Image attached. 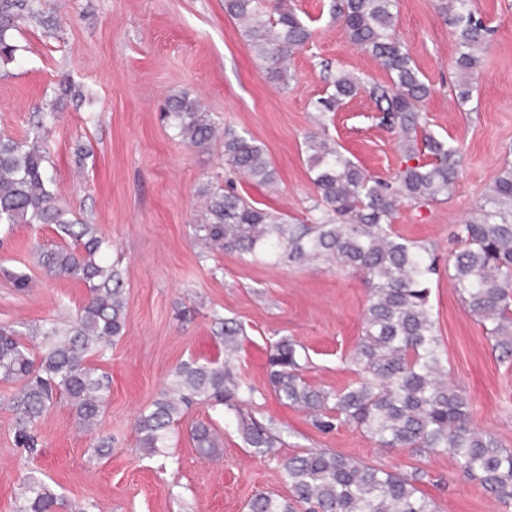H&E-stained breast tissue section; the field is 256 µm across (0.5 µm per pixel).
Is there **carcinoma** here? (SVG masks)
I'll return each instance as SVG.
<instances>
[{
  "instance_id": "1",
  "label": "carcinoma",
  "mask_w": 512,
  "mask_h": 512,
  "mask_svg": "<svg viewBox=\"0 0 512 512\" xmlns=\"http://www.w3.org/2000/svg\"><path fill=\"white\" fill-rule=\"evenodd\" d=\"M39 0H0V66L17 60L15 32L41 17ZM456 41L459 79L456 97L470 101L477 52L490 44L492 30L473 8V0H439ZM397 0H331L329 13L342 23L351 43L380 61L387 84L366 83L339 68L333 92L318 100L317 111H336L361 92L374 101L380 123L397 134L400 165L389 179L369 178L360 166L330 144L326 128L304 139L309 171L316 189L313 224H290L280 213L253 205L234 187L203 192L204 222L200 240L211 249L275 256L289 262L318 258L361 272L369 284L363 334L349 357L356 378L332 392L310 385L302 375L297 344L281 340L268 356L269 382L285 405L313 415V425L329 432L345 424L364 430L381 448L410 449L420 454L446 452L478 481L503 509L512 508V450L494 435L472 426L469 400L445 381L439 339L431 314L430 285L439 275L432 251L393 230L399 206L427 204L449 197L461 165L459 147L426 131L418 105L430 87L421 79L409 49L395 35ZM224 12L239 20L243 34L261 62L265 78L286 82L284 63L312 37L293 9L268 7L267 0H224ZM163 120L187 145L207 148L221 136L224 161L234 172L272 185L276 172L266 150L253 137L220 128L212 113L186 93L168 97ZM47 118L31 140L0 136V224H53L64 243L38 253L48 276L83 282L87 301L67 325L34 326L40 355L9 328H0V381L17 383L8 399L16 414L15 442L36 445L34 427L57 400H65L82 423L96 420L109 394L108 376L87 363L122 337L125 287L120 270L106 262L104 239L92 224L68 217L51 189ZM460 250L448 258V277L467 310L483 325L503 356H512V163H505L491 194L474 217L459 225ZM241 330L221 322L224 351L239 350ZM241 381L216 363H184L166 388L136 420L142 448L159 454L167 447L170 427L183 406L194 401L223 405L237 417L247 445L266 455L278 442L271 429L243 412ZM195 448L209 455L217 448L213 428L197 423ZM290 496L259 494L248 512H435L417 483L407 476L362 464L328 449H313L282 462ZM18 512H56L65 506L43 480L31 477Z\"/></svg>"
}]
</instances>
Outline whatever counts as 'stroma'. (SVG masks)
Segmentation results:
<instances>
[{
	"label": "stroma",
	"instance_id": "1",
	"mask_svg": "<svg viewBox=\"0 0 512 512\" xmlns=\"http://www.w3.org/2000/svg\"><path fill=\"white\" fill-rule=\"evenodd\" d=\"M283 2L313 31L289 60L284 89L265 79L224 0H40L49 25L30 21L17 32L18 60L0 67V135L24 139L38 115L54 113L53 190L106 241V257L125 281L126 315L123 336L88 357L112 379L98 426L79 425L60 401L37 424L38 447H18L6 404L16 386L0 382V512H17L32 476L87 512H247L256 494L288 495L281 459L320 448L403 474L424 470L420 488L435 512H499L448 454L391 452L348 425L321 432L307 411L282 404L270 389L269 350L282 339L297 344L309 384L334 391L354 379L348 356L369 303L362 274L327 259L255 260L203 254L196 246L199 191L210 181H232L258 207L308 223L316 190L303 139L318 128L371 176L391 177L399 165L396 136L380 124L367 94L334 113L315 110L317 99L332 92L337 69L380 83L389 79L385 69L350 42L329 14L330 0ZM475 7L495 34L473 75V98L461 105L456 45L438 0H398L395 32L430 86L421 105L428 129L461 147L463 165L448 200L402 205L394 228L438 258L430 304L448 384L468 395L473 426L512 449V357L495 350L447 274L458 225L512 161V0H475ZM65 81L81 87L82 100L59 98ZM182 92L201 97L224 124L260 142L275 184L235 174L221 144L195 149L165 127L159 108ZM60 242L51 224L0 229V325L24 332L75 316L87 298L84 283L46 276L34 256L36 246ZM14 271L29 276L28 288L14 287ZM224 320L244 332L230 361L220 335ZM189 361H225L243 378L253 390L247 411L282 441L275 455L250 448L223 407L202 403L185 409L163 454H146L134 422ZM197 421L216 429L215 455L195 448L190 428ZM104 440L112 449L101 456L96 446Z\"/></svg>",
	"mask_w": 512,
	"mask_h": 512
}]
</instances>
